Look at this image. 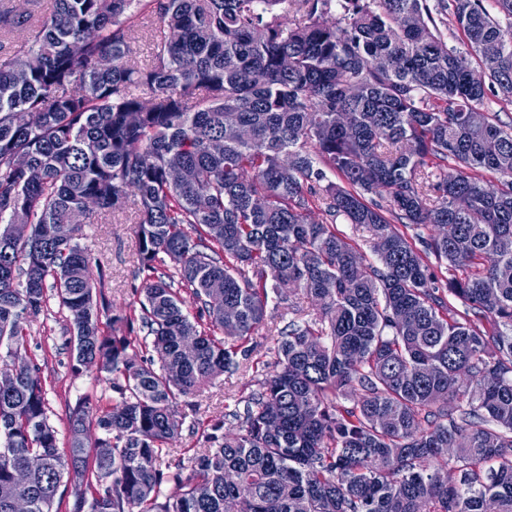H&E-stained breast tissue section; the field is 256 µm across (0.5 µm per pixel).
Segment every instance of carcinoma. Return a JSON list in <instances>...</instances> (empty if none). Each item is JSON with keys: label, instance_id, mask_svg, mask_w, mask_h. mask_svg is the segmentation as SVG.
I'll list each match as a JSON object with an SVG mask.
<instances>
[{"label": "carcinoma", "instance_id": "1", "mask_svg": "<svg viewBox=\"0 0 512 512\" xmlns=\"http://www.w3.org/2000/svg\"><path fill=\"white\" fill-rule=\"evenodd\" d=\"M147 12L158 36L137 64ZM502 16L512 0H54L36 21L1 9L0 34L29 24L32 39L0 59V348L21 358L25 323L54 296L72 372L99 358L113 404H77L62 450L25 364L0 391V512L12 495L52 512L70 474L91 488L73 512H512V124L483 111L490 94L512 103ZM383 56L403 67L379 69ZM130 191L148 275L140 311L105 336L104 281L70 216L91 202L86 217L109 220ZM339 218L370 234L375 260ZM426 224L437 233L421 250L405 229ZM290 284L317 312L279 332L238 432L212 420L190 472L172 467L178 404L238 370ZM34 455L42 466L15 480Z\"/></svg>", "mask_w": 512, "mask_h": 512}]
</instances>
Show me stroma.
I'll use <instances>...</instances> for the list:
<instances>
[{"mask_svg":"<svg viewBox=\"0 0 512 512\" xmlns=\"http://www.w3.org/2000/svg\"><path fill=\"white\" fill-rule=\"evenodd\" d=\"M136 198H128L123 214L112 223H83L75 225L74 240L88 249L92 270L103 271V289L107 304L100 317V328L110 332V317L136 309L142 298L141 289L147 277L137 253L134 226L137 214ZM293 315L281 309L269 312L267 320L249 342L252 361L274 363L275 343L280 329L285 328ZM72 328L68 313L58 303H51L47 312L29 318L25 326L23 353L28 362L37 365L46 381L52 421L58 430L60 445L70 437L69 413L77 401L85 400L92 407L105 409L112 405V376L93 368L74 378L68 372L69 340ZM259 375L252 369H241L232 375H222L197 396L195 406L179 405L183 419L182 432L176 441L177 453L172 463L189 465L191 449L199 448L202 434L210 420L223 417L224 429L236 431L233 419L235 402L247 397L258 387Z\"/></svg>","mask_w":512,"mask_h":512,"instance_id":"35a3bbf8","label":"stroma"}]
</instances>
